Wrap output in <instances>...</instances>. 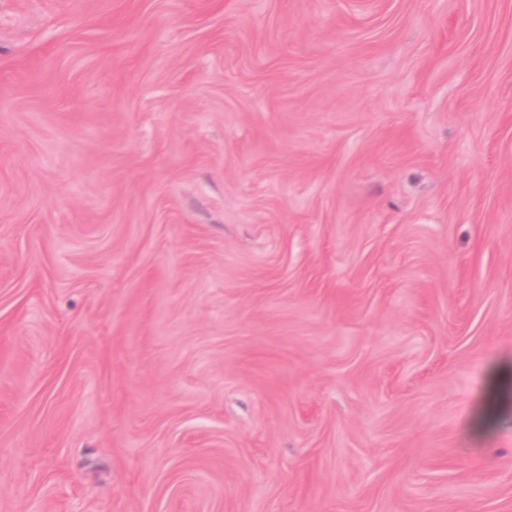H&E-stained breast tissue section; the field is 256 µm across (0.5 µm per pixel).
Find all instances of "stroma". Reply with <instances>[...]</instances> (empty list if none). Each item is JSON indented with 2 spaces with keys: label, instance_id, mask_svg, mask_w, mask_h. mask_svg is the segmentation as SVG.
<instances>
[{
  "label": "stroma",
  "instance_id": "stroma-1",
  "mask_svg": "<svg viewBox=\"0 0 512 512\" xmlns=\"http://www.w3.org/2000/svg\"><path fill=\"white\" fill-rule=\"evenodd\" d=\"M0 512H512V0H0Z\"/></svg>",
  "mask_w": 512,
  "mask_h": 512
}]
</instances>
